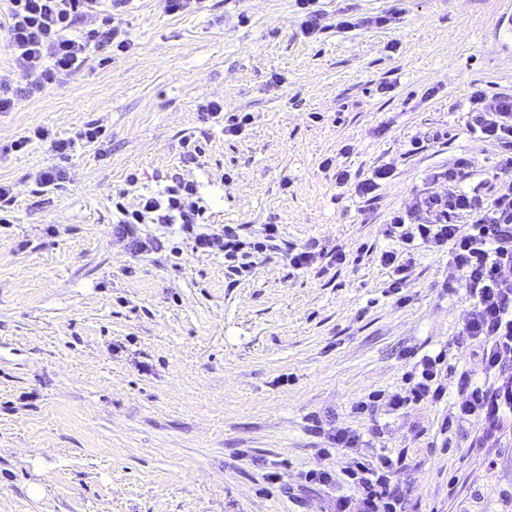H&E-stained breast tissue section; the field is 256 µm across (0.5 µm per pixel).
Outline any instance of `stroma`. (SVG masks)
Returning a JSON list of instances; mask_svg holds the SVG:
<instances>
[{
    "mask_svg": "<svg viewBox=\"0 0 512 512\" xmlns=\"http://www.w3.org/2000/svg\"><path fill=\"white\" fill-rule=\"evenodd\" d=\"M315 8L321 29L307 35L295 0H203L180 15L133 0L119 20L132 49L91 51L34 94L0 43V84L18 91L0 145L36 123L57 138L90 121L110 133L63 161L39 142L0 153V182L16 187L0 224V512H328L306 472L385 449L406 457L398 481L415 512H512V434L475 450V419L447 448V404L351 410L404 387L410 349L481 369L457 344L469 304L464 285L442 288L447 255L416 253L404 304L383 296L378 255L391 213L459 158L472 162L462 185L498 188L504 148L468 121L474 95L512 96V0ZM212 99L253 114L245 136L202 121ZM190 135L203 150L184 166ZM58 163L69 180L36 192ZM385 165L392 176L359 192ZM176 169L199 183L212 227L253 238L278 224L286 242L342 246L350 264L296 273L274 254L236 281L223 254L178 232L131 255L112 233L113 196L136 206ZM313 416L381 434L324 457Z\"/></svg>",
    "mask_w": 512,
    "mask_h": 512,
    "instance_id": "stroma-1",
    "label": "stroma"
}]
</instances>
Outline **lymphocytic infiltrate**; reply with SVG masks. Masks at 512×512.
Listing matches in <instances>:
<instances>
[{"label":"lymphocytic infiltrate","instance_id":"lymphocytic-infiltrate-1","mask_svg":"<svg viewBox=\"0 0 512 512\" xmlns=\"http://www.w3.org/2000/svg\"><path fill=\"white\" fill-rule=\"evenodd\" d=\"M1 26L6 47L33 92L80 70L89 48L124 53L132 47L112 16H98L97 0H7ZM469 129L508 149L499 161L500 186L494 197H486L478 185L462 187L459 168L435 173V180L446 182V190L421 193L410 206L392 213L383 231L390 245L379 259L392 270L385 293L400 303L410 299L407 270L416 251L447 254L446 290L465 281L471 309L460 340L479 358L481 374L467 370L444 374V354L428 353L413 364L416 382L408 390L391 393L387 405L394 412L432 406L441 403L447 392H454L456 398L441 421V435L478 418L482 426L471 446L484 449L500 447L512 430V103L473 109ZM105 138V128L94 122L66 139L52 137L47 128L36 125L12 141L10 148L19 152L38 140L66 158ZM207 211L198 183L175 172L162 191L142 197L137 207H128L122 197L113 198V233L140 255L163 246L161 238L142 236L141 225L178 226L194 252H223L228 271L235 275L249 273L257 260L277 250L283 251L296 271L310 270L320 261L333 268L349 262L345 250L336 245L325 248L315 241L282 247V232L276 224L264 225V238L255 243L242 236L238 224L212 230ZM404 466L403 456L382 454L373 463L352 460L336 474L311 469L307 480L324 490L349 487V494L337 496L335 512H409L404 494L394 485Z\"/></svg>","mask_w":512,"mask_h":512}]
</instances>
